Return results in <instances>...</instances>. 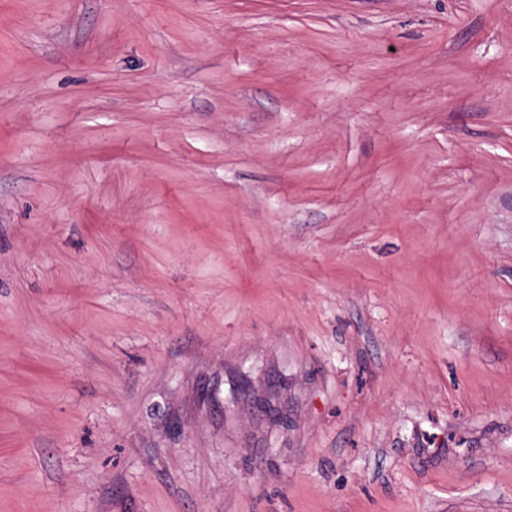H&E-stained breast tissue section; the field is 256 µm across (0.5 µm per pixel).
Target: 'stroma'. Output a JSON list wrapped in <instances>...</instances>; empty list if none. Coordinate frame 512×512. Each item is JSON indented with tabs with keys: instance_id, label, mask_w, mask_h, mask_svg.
Segmentation results:
<instances>
[{
	"instance_id": "stroma-1",
	"label": "stroma",
	"mask_w": 512,
	"mask_h": 512,
	"mask_svg": "<svg viewBox=\"0 0 512 512\" xmlns=\"http://www.w3.org/2000/svg\"><path fill=\"white\" fill-rule=\"evenodd\" d=\"M0 512H512V0H0Z\"/></svg>"
}]
</instances>
